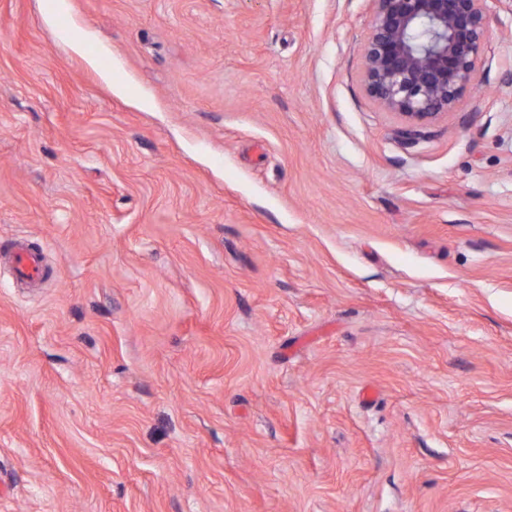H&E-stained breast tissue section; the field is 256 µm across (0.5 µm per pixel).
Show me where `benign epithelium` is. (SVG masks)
<instances>
[{"label":"benign epithelium","mask_w":512,"mask_h":512,"mask_svg":"<svg viewBox=\"0 0 512 512\" xmlns=\"http://www.w3.org/2000/svg\"><path fill=\"white\" fill-rule=\"evenodd\" d=\"M361 81L413 143L475 85L488 42L487 0H372Z\"/></svg>","instance_id":"7a95c632"}]
</instances>
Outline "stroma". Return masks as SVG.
I'll list each match as a JSON object with an SVG mask.
<instances>
[{"mask_svg":"<svg viewBox=\"0 0 512 512\" xmlns=\"http://www.w3.org/2000/svg\"><path fill=\"white\" fill-rule=\"evenodd\" d=\"M42 3L0 0V257L51 267L0 261V512H512V11L408 144L372 0ZM11 264L16 276L27 282H36L45 275L42 255L25 246L14 249Z\"/></svg>","mask_w":512,"mask_h":512,"instance_id":"1","label":"stroma"}]
</instances>
